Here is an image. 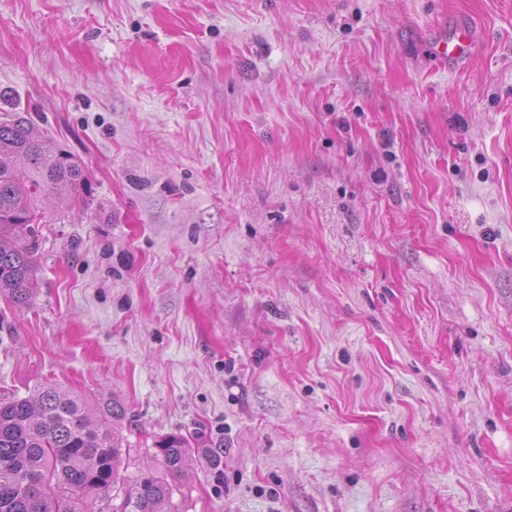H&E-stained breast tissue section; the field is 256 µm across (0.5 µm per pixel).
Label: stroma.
Listing matches in <instances>:
<instances>
[{"instance_id":"1","label":"stroma","mask_w":512,"mask_h":512,"mask_svg":"<svg viewBox=\"0 0 512 512\" xmlns=\"http://www.w3.org/2000/svg\"><path fill=\"white\" fill-rule=\"evenodd\" d=\"M0 91L85 180L0 395L185 437L181 512H512V0H0ZM475 35L471 25L458 23L448 33L439 31L434 37L432 54L442 66L458 64L475 53Z\"/></svg>"}]
</instances>
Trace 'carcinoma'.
I'll use <instances>...</instances> for the list:
<instances>
[{
    "label": "carcinoma",
    "instance_id": "obj_1",
    "mask_svg": "<svg viewBox=\"0 0 512 512\" xmlns=\"http://www.w3.org/2000/svg\"><path fill=\"white\" fill-rule=\"evenodd\" d=\"M84 186L80 162L35 134L32 122L0 118V291L17 306L36 285L43 199L64 201ZM125 408L111 401L90 417L83 400L56 383L34 396L0 398V512H85L112 490V512H177L173 495L195 449L181 436L146 453L162 473L139 470L134 486L120 472L124 450L116 424Z\"/></svg>",
    "mask_w": 512,
    "mask_h": 512
}]
</instances>
